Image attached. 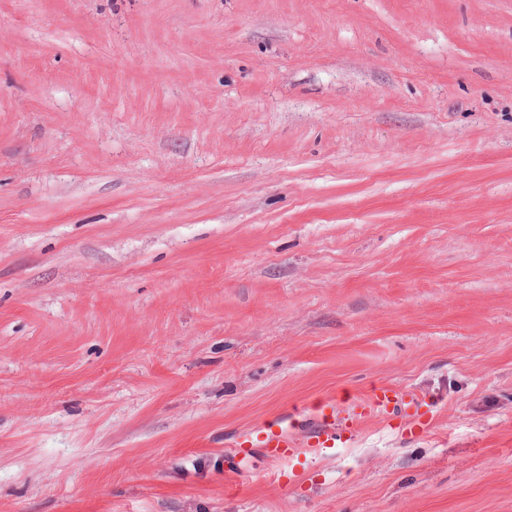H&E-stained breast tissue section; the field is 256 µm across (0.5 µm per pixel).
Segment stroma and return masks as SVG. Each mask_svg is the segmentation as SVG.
<instances>
[{
    "label": "stroma",
    "mask_w": 512,
    "mask_h": 512,
    "mask_svg": "<svg viewBox=\"0 0 512 512\" xmlns=\"http://www.w3.org/2000/svg\"><path fill=\"white\" fill-rule=\"evenodd\" d=\"M0 512H512V0H0ZM408 396L402 390L392 387L375 388L361 399L359 407L364 409L362 414L368 412L388 414L394 412L401 405L409 404L411 400L405 401ZM293 444L292 439L288 436V422L281 420L264 426L256 433L246 434L244 440L239 443V449L233 458L240 454L246 456L249 453L247 448L257 445L267 458L279 461L288 458V455L294 450Z\"/></svg>",
    "instance_id": "1"
}]
</instances>
